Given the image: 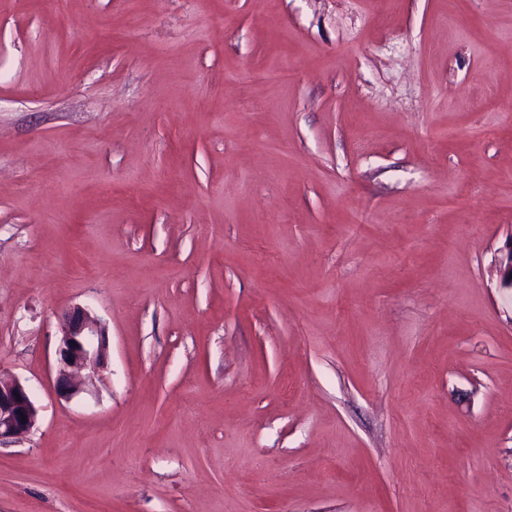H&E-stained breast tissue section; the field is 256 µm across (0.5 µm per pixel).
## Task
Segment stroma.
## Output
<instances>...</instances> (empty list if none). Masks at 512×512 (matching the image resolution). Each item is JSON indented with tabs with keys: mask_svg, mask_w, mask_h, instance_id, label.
Instances as JSON below:
<instances>
[{
	"mask_svg": "<svg viewBox=\"0 0 512 512\" xmlns=\"http://www.w3.org/2000/svg\"><path fill=\"white\" fill-rule=\"evenodd\" d=\"M511 240L512 0H0V512H512ZM107 336L99 319L77 308L63 323V334L58 348L59 374L55 390L61 399L69 400L80 392L74 374L87 367L95 369L104 363ZM37 421V408L25 386L16 379L0 375V445L31 433Z\"/></svg>",
	"mask_w": 512,
	"mask_h": 512,
	"instance_id": "stroma-1",
	"label": "stroma"
}]
</instances>
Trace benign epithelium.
<instances>
[{
    "instance_id": "benign-epithelium-1",
    "label": "benign epithelium",
    "mask_w": 512,
    "mask_h": 512,
    "mask_svg": "<svg viewBox=\"0 0 512 512\" xmlns=\"http://www.w3.org/2000/svg\"><path fill=\"white\" fill-rule=\"evenodd\" d=\"M499 272L503 285L512 289V243L500 260ZM106 349L107 336L101 321L79 308L70 312L65 317L58 348L57 395L65 400L77 395L80 384L74 374L103 364ZM37 421V408L25 386L16 379L0 376V445L31 433Z\"/></svg>"
}]
</instances>
